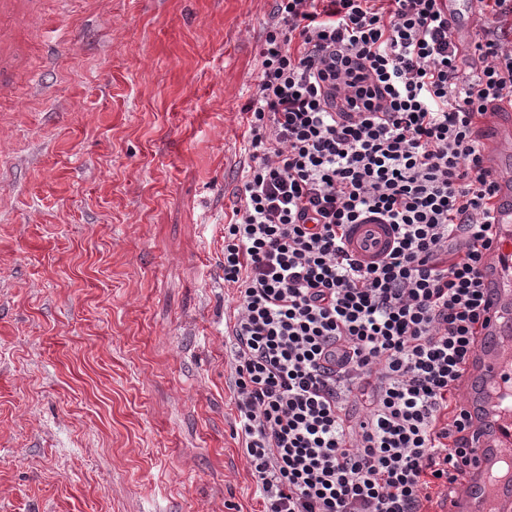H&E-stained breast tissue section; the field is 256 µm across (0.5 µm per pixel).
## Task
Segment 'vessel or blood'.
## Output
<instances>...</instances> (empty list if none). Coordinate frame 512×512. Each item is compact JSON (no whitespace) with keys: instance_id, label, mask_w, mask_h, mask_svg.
I'll use <instances>...</instances> for the list:
<instances>
[{"instance_id":"obj_1","label":"vessel or blood","mask_w":512,"mask_h":512,"mask_svg":"<svg viewBox=\"0 0 512 512\" xmlns=\"http://www.w3.org/2000/svg\"><path fill=\"white\" fill-rule=\"evenodd\" d=\"M444 4L455 45L470 52L482 24L475 0ZM490 118L493 132L483 139L481 155L494 186V237L481 263L484 302L476 349L456 384L470 462L452 486L450 512H512V105L500 104ZM392 244L389 225L370 221L348 229V248L363 262L380 260Z\"/></svg>"}]
</instances>
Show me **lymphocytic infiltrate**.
Listing matches in <instances>:
<instances>
[{"label": "lymphocytic infiltrate", "mask_w": 512, "mask_h": 512, "mask_svg": "<svg viewBox=\"0 0 512 512\" xmlns=\"http://www.w3.org/2000/svg\"><path fill=\"white\" fill-rule=\"evenodd\" d=\"M461 58L441 0H275L224 226L235 436L260 512H428L467 465L493 193L478 122L512 103V0ZM375 215L374 264L345 228ZM393 235L388 224H351L348 229V248L359 260L369 263L380 260L390 251Z\"/></svg>", "instance_id": "f902f5d3"}]
</instances>
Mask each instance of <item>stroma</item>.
<instances>
[{"instance_id":"1","label":"stroma","mask_w":512,"mask_h":512,"mask_svg":"<svg viewBox=\"0 0 512 512\" xmlns=\"http://www.w3.org/2000/svg\"><path fill=\"white\" fill-rule=\"evenodd\" d=\"M10 2L0 512H257L224 226L275 0Z\"/></svg>"}]
</instances>
